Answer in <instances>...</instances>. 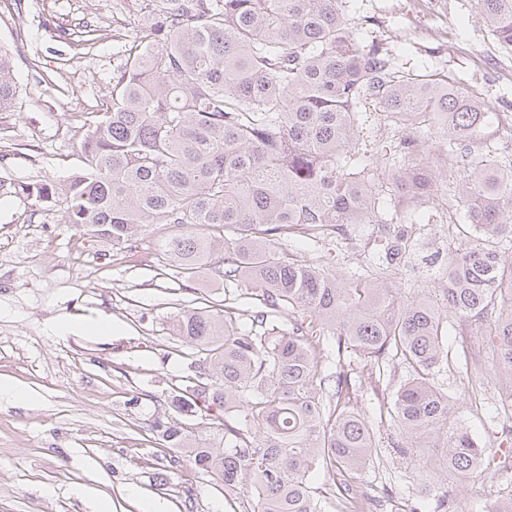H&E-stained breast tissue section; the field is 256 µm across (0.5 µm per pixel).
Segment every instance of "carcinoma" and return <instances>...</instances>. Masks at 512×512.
Returning a JSON list of instances; mask_svg holds the SVG:
<instances>
[{
	"instance_id": "obj_1",
	"label": "carcinoma",
	"mask_w": 512,
	"mask_h": 512,
	"mask_svg": "<svg viewBox=\"0 0 512 512\" xmlns=\"http://www.w3.org/2000/svg\"><path fill=\"white\" fill-rule=\"evenodd\" d=\"M152 10L113 76L112 99L91 113L83 169L63 184L18 192L53 199L65 222L134 248L146 224L204 226L165 241L192 277L205 265L253 296L241 332L234 307L182 313L174 330L196 350L185 392L206 435L151 424L168 447L257 512H323L312 470L340 476L338 495L364 512L349 479L372 461L376 438L350 408L349 352L375 365L393 351L414 369L386 407L403 452L437 449L440 481L496 470L499 448L454 427L457 408L429 382L446 356L448 317L475 325L486 357L466 377L509 380L512 399V162L497 148L500 118L448 75L401 67L360 43L345 0H169ZM499 44L512 50V0H479ZM16 94L0 47V112ZM384 113L396 150L360 152L367 107ZM448 185L437 187L440 176ZM465 213L478 243L448 253V283L412 300L379 274H346L298 260L280 240L329 236L347 224L437 223ZM312 336L337 346L331 368Z\"/></svg>"
}]
</instances>
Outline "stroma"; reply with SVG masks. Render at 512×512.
I'll list each match as a JSON object with an SVG mask.
<instances>
[{"instance_id": "35a3bbf8", "label": "stroma", "mask_w": 512, "mask_h": 512, "mask_svg": "<svg viewBox=\"0 0 512 512\" xmlns=\"http://www.w3.org/2000/svg\"><path fill=\"white\" fill-rule=\"evenodd\" d=\"M359 41L381 43L407 69L455 78L471 101L512 113V51L488 29L478 0H348ZM142 0H23L0 11V46L13 56L17 87L12 111L0 112V380L24 389L27 405L0 400V512H253L246 493L228 494L177 458L155 420L205 432L200 416L174 402L191 375L194 347L173 331L191 307L224 308V282L203 268L180 274L160 249L185 234L181 224H150L135 248L112 244L65 224L56 202L12 194L19 183L63 182L84 165L81 142L89 113L112 98V76L136 44ZM88 25L95 44L76 48ZM357 240L334 234L283 239L295 258L347 273L385 258L395 235L407 237L404 262L384 274L402 295L443 287L448 252L469 240L461 226L360 224ZM112 324L103 336L91 327ZM448 360L430 382L460 404L458 426L481 443L512 448L507 389L470 385L458 373L463 353L483 354L470 324L451 321ZM413 369L400 360L365 369L351 394L369 421L377 451L356 475L370 512H490L512 495V472L482 473L467 482L423 486L431 463L399 454L400 440L379 408Z\"/></svg>"}]
</instances>
